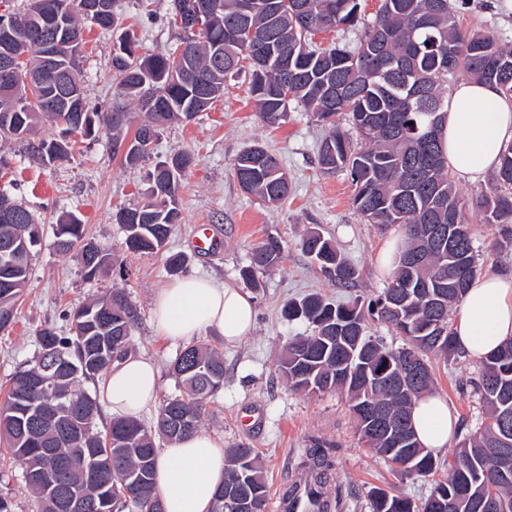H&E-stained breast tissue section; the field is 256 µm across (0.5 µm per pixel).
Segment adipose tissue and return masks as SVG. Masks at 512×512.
Instances as JSON below:
<instances>
[{"label": "adipose tissue", "mask_w": 512, "mask_h": 512, "mask_svg": "<svg viewBox=\"0 0 512 512\" xmlns=\"http://www.w3.org/2000/svg\"><path fill=\"white\" fill-rule=\"evenodd\" d=\"M441 133L450 171L473 182L483 179L512 145V99L492 83H460L448 94ZM152 325L170 340L211 332L233 345L254 329L253 297L206 277H181L156 291ZM451 329L459 350L477 362L511 340L512 273L475 277L453 313ZM159 383L152 359L130 355L112 364L100 382L101 402L112 415L136 419L155 408ZM412 420L419 442L431 452L446 448L456 432L447 401L433 392L417 401ZM225 468L224 441L217 436L196 433L160 448L155 492L164 512H211Z\"/></svg>", "instance_id": "1"}]
</instances>
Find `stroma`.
<instances>
[{"label":"stroma","instance_id":"stroma-1","mask_svg":"<svg viewBox=\"0 0 512 512\" xmlns=\"http://www.w3.org/2000/svg\"><path fill=\"white\" fill-rule=\"evenodd\" d=\"M505 0H466L460 20L463 28L493 31L499 44L512 47V11ZM122 27L134 29L145 51L169 49L177 34L172 26L171 0H118ZM115 35L95 26L84 32L83 74L87 100L104 111L112 104V43ZM249 76L242 73L224 82V96L188 123L166 127L156 145L157 155L184 149L195 157L183 179L180 198L183 221L177 225L164 251L135 254L125 245L126 233L116 221L124 207L146 201L151 162L135 168L114 154L112 137L76 139L74 158L59 166H40L12 154L9 170L0 172V188L7 190L35 214L42 240L32 261L27 288L17 303L15 321L0 330V394L6 393L15 368L37 353L35 336L47 326L63 333L67 314L88 299L121 289L137 313L132 351L152 357L161 370L160 396L179 394L170 371L184 342L156 335L151 305L158 288L174 276L166 266L167 255L185 260L184 274L211 276L220 282L244 287L242 267L249 265L253 249L274 236L286 245L285 258L257 276L251 293L255 301L256 327L235 347L224 346L213 334L200 340L224 354V389L210 403L200 427L202 433L223 437L225 446L246 444L262 456L269 501L267 512H276V501L293 482L302 480L299 467L311 439L335 447L338 504L333 512H370L368 494L379 487L413 499L427 496L434 476L406 478L396 465L384 462L362 440L346 399L337 392L307 394L293 391L278 371V355L297 336H307L311 326L289 321L281 310L288 301L318 292L339 303L378 295L390 280L379 264L384 246L405 234L398 224H371L352 206L353 187L346 173L322 172L317 151L322 128L310 113L291 108L288 121L278 128L265 125L249 90ZM260 145L275 154L291 182L288 200L278 206L262 203L244 193L232 175L231 164L244 150ZM465 204L482 273L512 271V248L502 247L500 225L489 224L477 202L490 191V179L470 182L456 179ZM82 218L88 239L112 251V264L94 280H85L75 258L55 252L54 233L68 215ZM213 234L210 252L194 247L200 227ZM320 228L331 236L341 254L358 266L361 279L352 288L332 285L302 252L306 229ZM435 391L457 416L460 436L452 437L436 458L448 462L461 435L474 431L481 415L479 406L461 392L476 378L480 365L466 356L432 363Z\"/></svg>","mask_w":512,"mask_h":512}]
</instances>
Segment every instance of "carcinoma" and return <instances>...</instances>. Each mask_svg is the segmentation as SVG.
<instances>
[{
    "instance_id": "obj_1",
    "label": "carcinoma",
    "mask_w": 512,
    "mask_h": 512,
    "mask_svg": "<svg viewBox=\"0 0 512 512\" xmlns=\"http://www.w3.org/2000/svg\"><path fill=\"white\" fill-rule=\"evenodd\" d=\"M56 22L44 26L29 9L0 14V56L17 60L13 79L0 81V141L24 146L28 159L42 165L68 162L73 136L94 139L102 132L117 140L131 122L126 106L92 109L83 86L80 58L82 22L117 32L112 48V95L137 103L147 119L129 149L128 166L153 153L163 127L190 121L224 95V79L251 70L250 92L263 121H288L291 103L309 112L327 133L318 164L325 173L346 170L355 185L353 206L372 224H400L407 242L391 282L376 298L336 305L313 293L288 303L284 315L314 327L310 336L288 344L279 371L288 385L305 393L339 391L346 395L357 431L385 461L405 477L428 476L440 469L424 451L413 428L412 408L432 391L426 370L418 380L401 382L405 358L448 362L460 351L454 344L449 311L463 299L479 265L463 203L444 164L440 131L447 104L448 78L462 71L494 83L512 96V49L494 35L461 28L455 0H381L376 16L365 21L359 0H251L239 16V0H212L204 25L180 29L178 42L165 53L143 55L135 33L120 27L115 0L89 13L88 0H49ZM339 26L363 28L359 43L322 48L314 36ZM265 34L276 55L259 61L245 46L248 30ZM50 55L44 63V55ZM346 114L360 140L352 146L335 117ZM57 133L47 138L41 130ZM193 156L178 150L155 163L149 173L150 200L124 208L117 223L132 252L157 253L181 222L179 188ZM242 191L269 204L288 198L290 184L276 156L256 146L232 164ZM487 222L505 225L503 243L512 245V147L501 157L490 194L479 202ZM40 224L21 202L0 190V330L16 313V301L31 270ZM301 250L320 273L341 288H351L360 270L344 260L334 242L316 230L301 239ZM56 251L75 254L91 280L111 260L108 249L92 246L84 224L70 215L57 225ZM285 246L270 237L256 246L242 278L277 266ZM394 326L406 346L393 349L367 334L366 322ZM69 335L44 328L36 357L20 364L0 404V445L21 468L34 497L33 512H70L69 490H80L85 512H153L156 439L170 443L198 432L206 404L224 387V355L191 345L172 361L182 386L178 396L160 404L154 427L117 418L99 428V405L84 383L128 355L135 313L124 293L91 300L70 315ZM469 397L483 409L477 429L460 443L446 478L415 501L375 488L371 512H512V341L482 362ZM386 416L371 426V413ZM334 446L311 440L301 466L308 478L282 495L292 512L298 489L310 490L316 512H330L328 486L336 471ZM224 484L215 493L213 512H265L267 490L254 449L238 444L226 450Z\"/></svg>"
}]
</instances>
